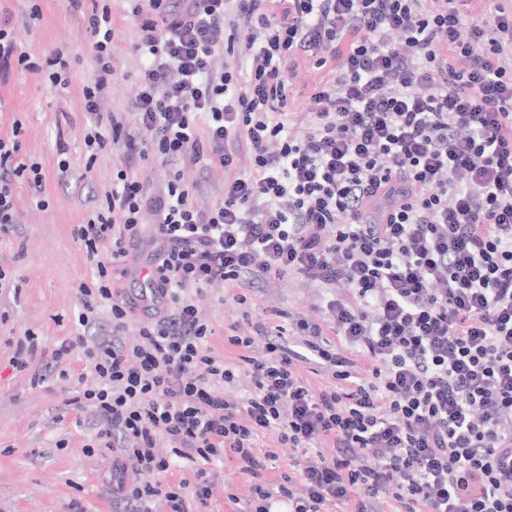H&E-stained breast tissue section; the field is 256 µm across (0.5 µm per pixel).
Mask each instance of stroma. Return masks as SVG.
Segmentation results:
<instances>
[{
  "label": "stroma",
  "mask_w": 512,
  "mask_h": 512,
  "mask_svg": "<svg viewBox=\"0 0 512 512\" xmlns=\"http://www.w3.org/2000/svg\"><path fill=\"white\" fill-rule=\"evenodd\" d=\"M39 16H31L32 5ZM12 26L32 54L62 52L68 64L67 87L16 69L0 86V137L21 123L22 157L37 163L44 176L41 190H17V231L0 239V268L9 271L16 289L0 292V512H72L80 503L86 512H113L109 489L117 472L111 450L87 454L93 436L80 411L64 403L67 381L51 378L31 383L41 372L35 359L25 372L13 371L11 340L32 332L46 347L75 333L80 310L77 286L90 268L74 231L86 223L122 163L120 146H109L89 159L83 136L87 124L83 91L98 75L90 36L68 0H0V18ZM115 74L103 101L107 112H127L133 82L143 64L134 50L140 30L127 0H112ZM66 155H59V148ZM67 159L75 179L61 182L58 162ZM206 312L217 332L216 350H223L222 332L249 311L259 320L266 309L283 310L292 319L322 321L323 292L301 278L271 280L251 294L246 306L233 299L230 286H214Z\"/></svg>",
  "instance_id": "1"
}]
</instances>
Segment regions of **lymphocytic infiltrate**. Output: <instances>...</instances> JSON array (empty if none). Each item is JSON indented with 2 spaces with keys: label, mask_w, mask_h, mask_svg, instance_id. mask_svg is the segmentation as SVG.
<instances>
[{
  "label": "lymphocytic infiltrate",
  "mask_w": 512,
  "mask_h": 512,
  "mask_svg": "<svg viewBox=\"0 0 512 512\" xmlns=\"http://www.w3.org/2000/svg\"><path fill=\"white\" fill-rule=\"evenodd\" d=\"M469 2L133 0L145 62L129 131L102 109L112 8L70 0L100 67L84 144L120 145L124 163L74 231L93 270L80 331L34 381L82 348L95 383L69 402L124 458L120 512H216L224 460L248 478L238 512H512V0H477V24ZM304 57L333 76L299 125L288 87ZM14 66L66 82L60 54L32 56L0 22V81ZM22 134L0 138V236L19 185L42 186ZM149 156L166 170L158 193L133 171ZM188 167L222 170L223 197L199 205ZM148 221L154 308L120 284ZM286 275L327 292L323 323L246 315L217 355L208 288L234 286L243 305ZM310 362L331 385H310ZM243 377L247 395L225 397ZM284 447L287 472L265 479ZM177 461L187 475L168 482Z\"/></svg>",
  "instance_id": "obj_1"
}]
</instances>
